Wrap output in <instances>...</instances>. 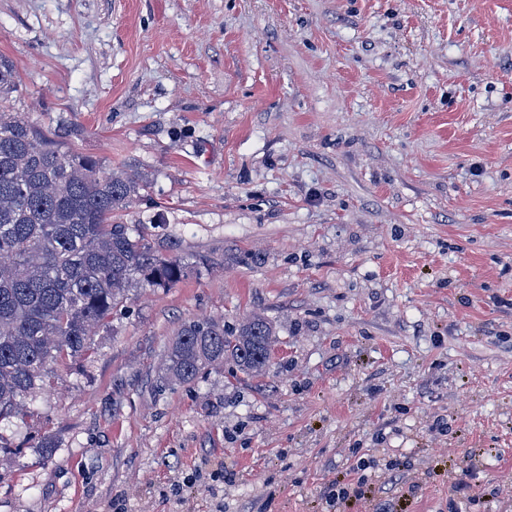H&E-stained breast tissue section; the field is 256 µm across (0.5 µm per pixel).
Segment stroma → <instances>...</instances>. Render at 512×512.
<instances>
[{
	"instance_id": "1",
	"label": "stroma",
	"mask_w": 512,
	"mask_h": 512,
	"mask_svg": "<svg viewBox=\"0 0 512 512\" xmlns=\"http://www.w3.org/2000/svg\"><path fill=\"white\" fill-rule=\"evenodd\" d=\"M0 55L197 263L0 423V512H512V0H0ZM254 313L265 374L157 388ZM277 340L275 323L261 314L245 318L232 328L214 320L183 323L168 342L159 367L162 385L195 382L212 364L231 361L238 371L261 375L269 366Z\"/></svg>"
}]
</instances>
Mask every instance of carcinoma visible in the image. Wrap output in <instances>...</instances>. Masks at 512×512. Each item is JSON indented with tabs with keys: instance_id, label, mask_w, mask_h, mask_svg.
<instances>
[{
	"instance_id": "obj_1",
	"label": "carcinoma",
	"mask_w": 512,
	"mask_h": 512,
	"mask_svg": "<svg viewBox=\"0 0 512 512\" xmlns=\"http://www.w3.org/2000/svg\"><path fill=\"white\" fill-rule=\"evenodd\" d=\"M19 83L0 55V421L24 417L51 364L85 356L92 336L140 288H169L194 267L162 254L126 212L146 187L124 170L66 149L10 105ZM277 340L261 314L232 328L183 323L159 367L162 385H187L217 363L260 375Z\"/></svg>"
}]
</instances>
